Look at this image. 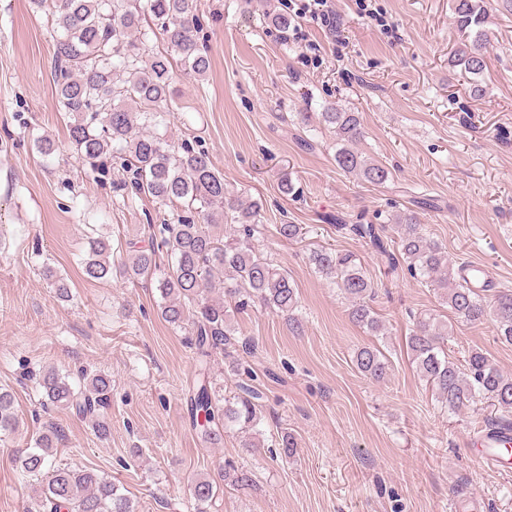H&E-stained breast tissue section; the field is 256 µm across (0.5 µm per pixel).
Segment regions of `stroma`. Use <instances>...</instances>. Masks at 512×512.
Here are the masks:
<instances>
[{
	"instance_id": "1",
	"label": "stroma",
	"mask_w": 512,
	"mask_h": 512,
	"mask_svg": "<svg viewBox=\"0 0 512 512\" xmlns=\"http://www.w3.org/2000/svg\"><path fill=\"white\" fill-rule=\"evenodd\" d=\"M266 1L297 9L298 0H197L211 67L201 80L177 68L171 80L170 135L199 139L230 191L262 201L267 231L256 247L299 295L297 329L269 311L232 312L236 338L256 343L246 361L262 420L253 437L231 429L216 448L189 422L195 356L185 331L161 318L157 280H91L79 263L94 234L124 255L130 243L148 247L159 208L123 199L111 167L78 161L58 105L52 17L30 0H0V387L13 391L20 419L0 439V512L30 507L37 483L23 476L17 451L48 424L64 434L56 462L111 479L136 512H195L192 483L217 478L228 459L255 483L218 485L209 512H459L463 503L512 512V467H488L477 443L497 407H441L405 338L414 316L433 315L448 324L452 361L479 349L507 375L512 345L493 322H460L434 288L389 274L364 241L335 229L408 208L455 263L487 265L495 287L512 288V0H488L479 97L450 62L461 39L453 0H371L382 27L359 0H334L344 43L309 22L306 40H289L265 23ZM330 104L359 113V148L391 171L385 185L338 169L334 134L297 119ZM39 137L53 141L51 155L38 151ZM278 224L302 225V240L280 241ZM321 247L357 256L377 288L385 335L350 321L347 299L308 262ZM48 266L65 278L68 299L57 298ZM366 344L391 361L384 381L355 366ZM51 367L111 375L106 437L75 408L42 407L38 378ZM285 432L297 443L288 459L278 448Z\"/></svg>"
}]
</instances>
